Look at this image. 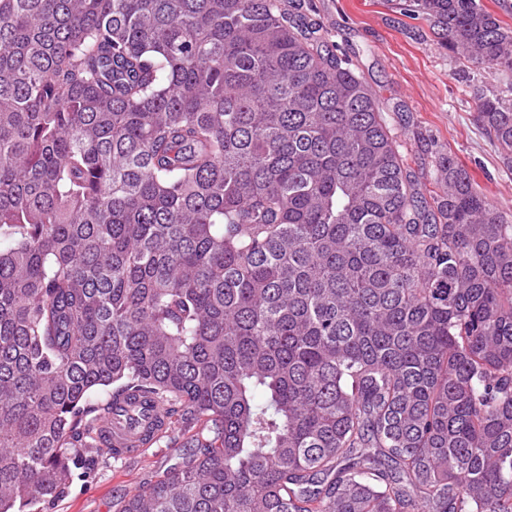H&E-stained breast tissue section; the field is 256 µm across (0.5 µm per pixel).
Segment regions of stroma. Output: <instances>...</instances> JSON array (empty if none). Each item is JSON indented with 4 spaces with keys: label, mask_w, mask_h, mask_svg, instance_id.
I'll return each instance as SVG.
<instances>
[{
    "label": "stroma",
    "mask_w": 512,
    "mask_h": 512,
    "mask_svg": "<svg viewBox=\"0 0 512 512\" xmlns=\"http://www.w3.org/2000/svg\"><path fill=\"white\" fill-rule=\"evenodd\" d=\"M338 47L371 90L407 158L411 174L432 186L429 144L451 152L477 189L498 210L512 213V169L475 120L463 66L427 24L396 9L392 0H278ZM186 438L162 439L138 454L99 459L95 471L74 478L61 500L43 512H115L126 492L156 481L187 453Z\"/></svg>",
    "instance_id": "stroma-1"
}]
</instances>
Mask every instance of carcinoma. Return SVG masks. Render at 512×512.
Listing matches in <instances>:
<instances>
[{"mask_svg": "<svg viewBox=\"0 0 512 512\" xmlns=\"http://www.w3.org/2000/svg\"><path fill=\"white\" fill-rule=\"evenodd\" d=\"M396 6L512 72L482 0ZM399 147L277 0H0V512L87 473L111 385L192 445L118 512H512V214Z\"/></svg>", "mask_w": 512, "mask_h": 512, "instance_id": "cac0c4a2", "label": "carcinoma"}]
</instances>
